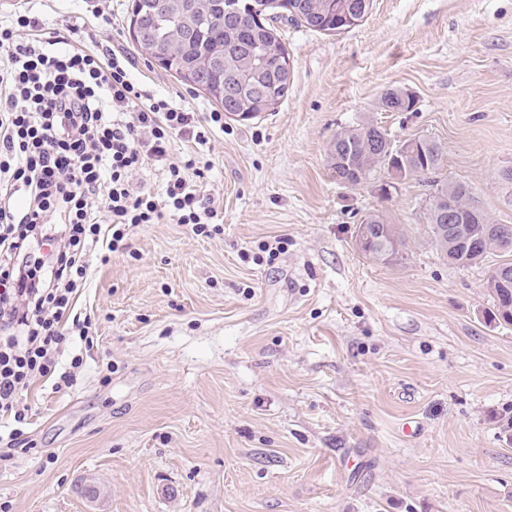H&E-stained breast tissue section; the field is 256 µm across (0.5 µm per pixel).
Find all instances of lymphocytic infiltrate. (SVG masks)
Returning <instances> with one entry per match:
<instances>
[{
	"instance_id": "obj_1",
	"label": "lymphocytic infiltrate",
	"mask_w": 512,
	"mask_h": 512,
	"mask_svg": "<svg viewBox=\"0 0 512 512\" xmlns=\"http://www.w3.org/2000/svg\"><path fill=\"white\" fill-rule=\"evenodd\" d=\"M28 11L0 22V460L31 425L20 395L36 380L72 388L93 343L77 302L91 258L124 252L132 227L168 219L198 236L218 231L202 152L221 112L197 113L151 95L128 56L42 35ZM200 150L177 158L176 142ZM161 169L158 190L136 182ZM60 245L48 261L29 249L49 219Z\"/></svg>"
}]
</instances>
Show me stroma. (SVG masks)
<instances>
[{"mask_svg":"<svg viewBox=\"0 0 512 512\" xmlns=\"http://www.w3.org/2000/svg\"><path fill=\"white\" fill-rule=\"evenodd\" d=\"M132 0H9L82 29L150 93L216 105L135 49ZM294 63L275 111L225 117L209 147L220 234L162 220L96 265L79 306L94 345L76 388L37 381L31 448L0 464V512H512V325L491 318L490 252L462 267L427 242L430 186L336 182V131L443 148L440 178L512 224V0H372L356 27L276 24ZM409 92V112L379 107ZM402 259L361 254L369 214ZM284 241L276 257L263 244ZM97 488L79 493L81 483Z\"/></svg>","mask_w":512,"mask_h":512,"instance_id":"stroma-1","label":"stroma"}]
</instances>
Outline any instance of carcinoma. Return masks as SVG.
Wrapping results in <instances>:
<instances>
[{
    "mask_svg": "<svg viewBox=\"0 0 512 512\" xmlns=\"http://www.w3.org/2000/svg\"><path fill=\"white\" fill-rule=\"evenodd\" d=\"M264 0H234V11L224 10L225 0H133L131 14L153 10L142 35L134 40L138 49L170 74L205 92L231 115L253 118L275 111L288 96L293 76L290 57L273 21L290 20L308 30L334 31L343 16L362 11L367 0H287L269 11ZM415 100L395 89L380 99L385 112H409ZM374 124L349 126L336 132L328 151L333 178H342L351 187L366 183L380 168H395L402 177H427L434 187L423 209L426 234L431 244L448 262L469 266L480 263L491 251L503 260L487 279L493 300L494 319L512 324V315L503 313L509 291L501 287L499 271L512 267V224H495L471 203V191L462 182L436 179L441 167L440 145L427 138H410L406 154L383 153L374 147ZM450 205L457 222L439 220L437 204ZM365 221L373 225L374 240L363 251L375 261H395L385 248L388 236L402 241L395 225L371 214ZM472 238L479 250L460 245Z\"/></svg>",
    "mask_w": 512,
    "mask_h": 512,
    "instance_id": "carcinoma-1",
    "label": "carcinoma"
}]
</instances>
